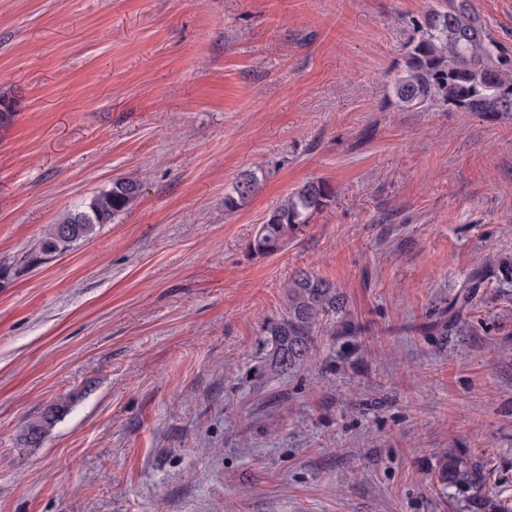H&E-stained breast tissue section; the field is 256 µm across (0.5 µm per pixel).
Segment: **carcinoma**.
Segmentation results:
<instances>
[{"label": "carcinoma", "mask_w": 512, "mask_h": 512, "mask_svg": "<svg viewBox=\"0 0 512 512\" xmlns=\"http://www.w3.org/2000/svg\"><path fill=\"white\" fill-rule=\"evenodd\" d=\"M403 44L404 73L394 78V96L402 107L436 103L464 112H512V53L488 39L479 17L467 0H439L408 21ZM259 188L255 172H242L224 194V209H240ZM140 179L120 178L96 192L50 226L23 262L43 263L90 241L104 224L130 210L140 198ZM336 191L323 180H313L287 196L266 215L249 250L271 256L281 250L310 217L334 201ZM483 272L472 278L448 305L434 325L441 336L457 328L472 308V289L481 285ZM284 315L270 323L272 350L268 371L281 374L306 366L325 321L345 308L343 295L330 282L299 271L284 285ZM76 396L69 394L49 406L40 419L28 425L27 442L39 445L63 417ZM482 466L455 452H444L435 471L441 489L450 490L464 503V512H512L504 501L485 494Z\"/></svg>", "instance_id": "obj_1"}]
</instances>
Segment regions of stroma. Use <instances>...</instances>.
I'll use <instances>...</instances> for the list:
<instances>
[{
    "instance_id": "obj_1",
    "label": "stroma",
    "mask_w": 512,
    "mask_h": 512,
    "mask_svg": "<svg viewBox=\"0 0 512 512\" xmlns=\"http://www.w3.org/2000/svg\"><path fill=\"white\" fill-rule=\"evenodd\" d=\"M436 2L0 0V512H458L447 450L512 506V112L398 106L406 22ZM468 3L512 51V0ZM246 170L258 192L225 211ZM123 177L130 211L17 268ZM316 179L334 202L252 255ZM479 269L462 326L426 332ZM300 270L362 332L332 319L273 376ZM336 191L323 180L306 183L291 193L266 215L255 236L249 243V250L259 256H271L281 250L310 217L323 211L334 201ZM75 399L76 396L74 394L61 398L60 401L49 406L38 421L30 423L27 429L28 444L31 446L39 445L46 433L63 417Z\"/></svg>"
}]
</instances>
